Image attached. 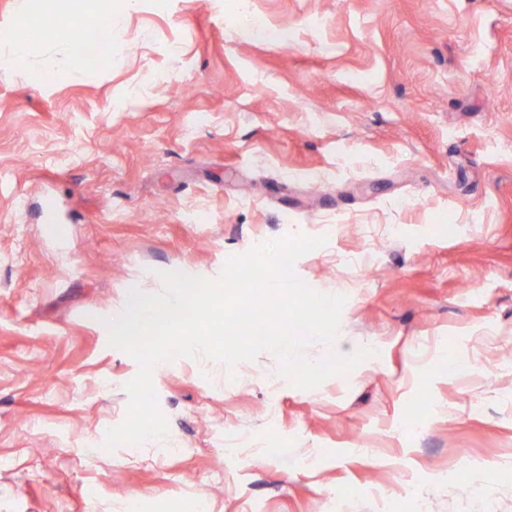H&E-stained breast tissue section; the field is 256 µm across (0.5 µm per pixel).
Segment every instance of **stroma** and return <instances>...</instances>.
Returning a JSON list of instances; mask_svg holds the SVG:
<instances>
[{"mask_svg":"<svg viewBox=\"0 0 512 512\" xmlns=\"http://www.w3.org/2000/svg\"><path fill=\"white\" fill-rule=\"evenodd\" d=\"M31 2L0 0V512H512V0H102L96 67L69 29L14 54ZM298 234L347 298L306 357L373 356L307 390L175 358L167 437L105 451L129 291ZM91 27L85 29H77V38H73V46L78 53L85 54L88 44L83 35L84 31L90 30ZM112 42L108 26L96 29L92 40L90 41L89 49L85 54V58L90 66H97L100 60L111 49Z\"/></svg>","mask_w":512,"mask_h":512,"instance_id":"stroma-1","label":"stroma"}]
</instances>
